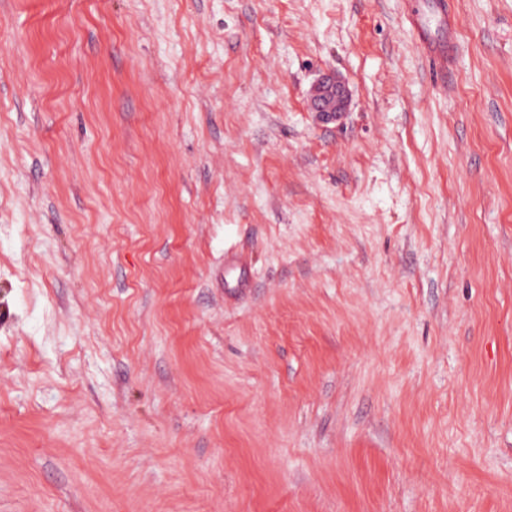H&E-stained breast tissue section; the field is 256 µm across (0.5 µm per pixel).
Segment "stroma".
Listing matches in <instances>:
<instances>
[{
    "mask_svg": "<svg viewBox=\"0 0 512 512\" xmlns=\"http://www.w3.org/2000/svg\"><path fill=\"white\" fill-rule=\"evenodd\" d=\"M433 2L0 0V512H512V0ZM350 101L345 82L335 74H324L312 87L309 108L324 121L337 120L347 112Z\"/></svg>",
    "mask_w": 512,
    "mask_h": 512,
    "instance_id": "stroma-1",
    "label": "stroma"
}]
</instances>
